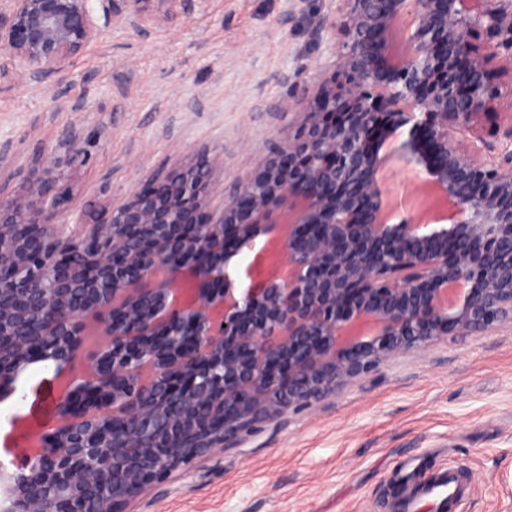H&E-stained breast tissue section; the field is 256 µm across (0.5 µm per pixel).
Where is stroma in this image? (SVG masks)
Masks as SVG:
<instances>
[{
  "mask_svg": "<svg viewBox=\"0 0 512 512\" xmlns=\"http://www.w3.org/2000/svg\"><path fill=\"white\" fill-rule=\"evenodd\" d=\"M146 32L105 25L66 77L33 83L0 70V145L13 158L0 194H26L34 154L67 130L81 157L64 165L70 209L121 201L139 178L198 150L224 152L231 188L287 130L292 84L334 51L314 18L334 0H148ZM0 422L9 461L55 412L47 383ZM463 471L461 512H512V326L448 336L390 358L305 406H286L236 444L144 489L127 512H388L390 482L409 461Z\"/></svg>",
  "mask_w": 512,
  "mask_h": 512,
  "instance_id": "35a3bbf8",
  "label": "stroma"
}]
</instances>
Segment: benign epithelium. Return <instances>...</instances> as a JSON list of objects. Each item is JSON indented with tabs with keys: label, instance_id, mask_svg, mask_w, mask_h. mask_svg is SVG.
<instances>
[{
	"label": "benign epithelium",
	"instance_id": "benign-epithelium-1",
	"mask_svg": "<svg viewBox=\"0 0 512 512\" xmlns=\"http://www.w3.org/2000/svg\"><path fill=\"white\" fill-rule=\"evenodd\" d=\"M90 0H0V49L33 80L64 71L101 35ZM105 21L142 30L146 0H98ZM327 76L294 85L284 133L229 195L224 157L160 167L94 220L73 215L59 187L64 160L38 154L46 177L0 195V315L37 316L42 342L0 378L50 358L73 371L86 336L106 338L88 376L56 397L59 423L13 468L0 465L6 512H84V486L112 480V512L166 480L260 415L300 406L397 354L512 324V0H337ZM509 114L488 139L479 121ZM432 187L448 223L404 213L386 224L379 170L389 156ZM273 238L277 272L258 257L236 286L232 259ZM50 284L32 300L29 281ZM466 291L454 299L458 283ZM80 307L45 309L75 285ZM153 381L160 400L146 395ZM173 411L163 435L157 415ZM140 432L127 431L129 420ZM112 438V445L99 436ZM135 446L120 467L111 447ZM54 495L34 502L32 484Z\"/></svg>",
	"mask_w": 512,
	"mask_h": 512
}]
</instances>
